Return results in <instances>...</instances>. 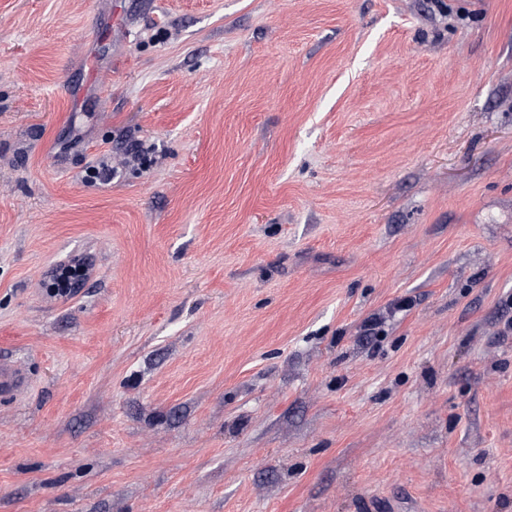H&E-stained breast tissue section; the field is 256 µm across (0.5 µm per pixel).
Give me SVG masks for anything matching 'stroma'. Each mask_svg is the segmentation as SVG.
<instances>
[{"label":"stroma","instance_id":"stroma-1","mask_svg":"<svg viewBox=\"0 0 512 512\" xmlns=\"http://www.w3.org/2000/svg\"><path fill=\"white\" fill-rule=\"evenodd\" d=\"M509 319L512 0H0V512H512ZM85 275L84 268L79 264H69L58 268L48 288L57 295L68 296L73 287V281ZM24 371L13 363L0 362V393L13 396L26 385Z\"/></svg>","mask_w":512,"mask_h":512}]
</instances>
